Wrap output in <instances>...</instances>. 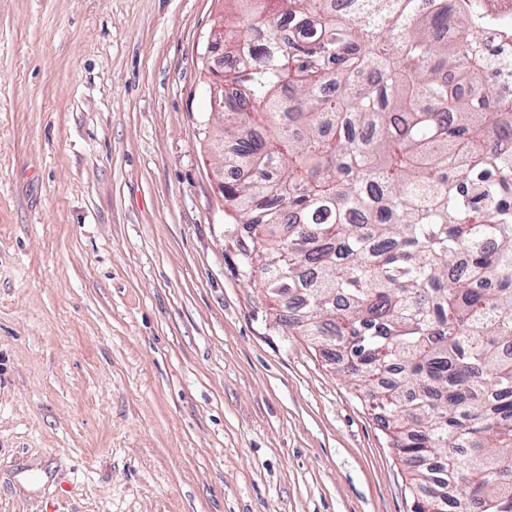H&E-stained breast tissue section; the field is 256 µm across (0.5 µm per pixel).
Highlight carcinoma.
I'll return each instance as SVG.
<instances>
[{"label": "carcinoma", "mask_w": 512, "mask_h": 512, "mask_svg": "<svg viewBox=\"0 0 512 512\" xmlns=\"http://www.w3.org/2000/svg\"><path fill=\"white\" fill-rule=\"evenodd\" d=\"M229 2L242 272L337 350L413 512H512V93L483 0Z\"/></svg>", "instance_id": "1"}]
</instances>
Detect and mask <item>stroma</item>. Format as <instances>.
I'll return each instance as SVG.
<instances>
[{"label":"stroma","instance_id":"1","mask_svg":"<svg viewBox=\"0 0 512 512\" xmlns=\"http://www.w3.org/2000/svg\"><path fill=\"white\" fill-rule=\"evenodd\" d=\"M224 0H0V512H411L240 268L201 135Z\"/></svg>","mask_w":512,"mask_h":512}]
</instances>
